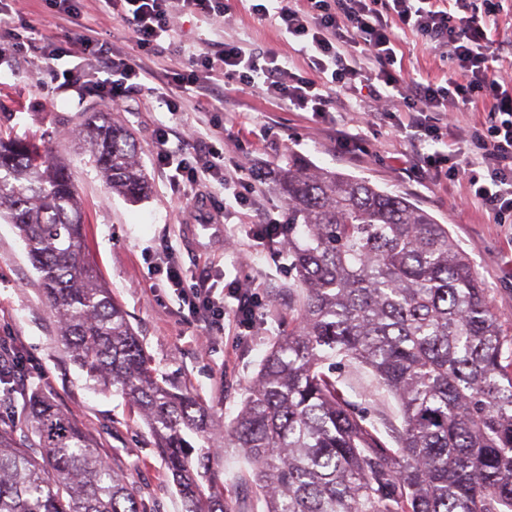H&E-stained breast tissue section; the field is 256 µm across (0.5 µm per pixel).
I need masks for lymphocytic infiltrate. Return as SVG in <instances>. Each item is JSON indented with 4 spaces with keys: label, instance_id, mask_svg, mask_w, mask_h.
I'll return each instance as SVG.
<instances>
[{
    "label": "lymphocytic infiltrate",
    "instance_id": "1",
    "mask_svg": "<svg viewBox=\"0 0 512 512\" xmlns=\"http://www.w3.org/2000/svg\"><path fill=\"white\" fill-rule=\"evenodd\" d=\"M123 22L139 48L157 47L170 32V0H117ZM503 0H268L262 14H274L289 39L306 58L308 75L293 72L276 51L247 53L225 42L221 58L225 79L244 89L262 91L291 109L323 117L332 109L336 89L367 88L371 95L402 102L407 109L399 131L409 137L428 170L442 175L444 165L462 152V142L440 116L450 109L488 106L491 121L484 132L470 136L480 151L483 176L468 179L471 199L492 216L494 223L512 219V85L501 77L502 56L494 39L499 30ZM407 30L434 48L446 49L451 73L444 84L424 82L395 67L399 31ZM81 51L103 57L106 80L96 88L111 98L114 88L132 92L140 87L141 72L129 59L108 52L104 44L82 40ZM156 163L174 184L199 186L203 175L221 173L222 150L209 147L200 166H193L180 149L170 147L169 133L159 129ZM165 278L187 319L206 332L223 329L225 315L247 325L257 295L238 288L218 293L211 267L198 270L193 287H185L180 266L163 262Z\"/></svg>",
    "mask_w": 512,
    "mask_h": 512
}]
</instances>
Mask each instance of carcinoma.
<instances>
[{"label":"carcinoma","mask_w":512,"mask_h":512,"mask_svg":"<svg viewBox=\"0 0 512 512\" xmlns=\"http://www.w3.org/2000/svg\"><path fill=\"white\" fill-rule=\"evenodd\" d=\"M90 163L112 191L145 196L132 135L104 122ZM278 190L300 302L224 426L254 472L261 512H512V337L448 225L406 197L288 159ZM40 274L60 342L103 391L138 409L184 512H232L218 485L204 405L158 377L122 306L85 261L68 167L0 131V219ZM367 369L398 415L343 396L336 365ZM31 436L0 423V512H140L130 478L38 392Z\"/></svg>","instance_id":"cac0c4a2"}]
</instances>
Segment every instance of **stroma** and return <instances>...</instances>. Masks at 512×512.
Listing matches in <instances>:
<instances>
[{
	"instance_id": "obj_1",
	"label": "stroma",
	"mask_w": 512,
	"mask_h": 512,
	"mask_svg": "<svg viewBox=\"0 0 512 512\" xmlns=\"http://www.w3.org/2000/svg\"><path fill=\"white\" fill-rule=\"evenodd\" d=\"M259 0H231V11L210 19L174 0L171 32L155 50L139 49L118 12L104 0H83L76 22L59 18L49 0H11L15 26H34L62 54L58 70H70L68 83L52 81L38 54L0 43V128L38 143L47 157L66 163L78 187L87 235L89 261L122 304L145 348L153 369L174 388L201 401L217 425L238 413L260 363L272 345L288 334L297 317L294 274L287 258L270 254L259 238L243 239L226 248L207 232L191 236L195 214L223 209L225 234L241 224L265 218L284 219L287 205L275 180L254 181L239 205L227 178L273 171L297 155L312 167L336 169L365 177L380 188L407 196L447 225L468 251L483 281L490 305L504 335H512V224L493 223L480 204L469 198L467 177L449 173L437 179L424 170L413 144L396 130L399 113L384 116V103L369 93L337 92L332 112L322 119L290 110L259 92H242L217 79L205 90L172 97L161 95L168 75L202 52L219 55L225 41L245 51L275 50L298 71H305L297 43L287 40L274 20L253 13ZM93 35L111 52L134 61L142 72V89L111 102L89 85L105 79L92 56L79 54L81 36ZM407 73L444 81L449 63L441 51L426 47L410 32L400 35ZM107 112L129 127L137 139L138 158L150 179L145 198L131 202L112 192L76 138L88 113ZM192 126L209 137L227 132L224 174L207 177L200 194L171 186L156 164L157 129L171 131L170 146L199 153L197 141L180 142L179 131ZM355 138L344 147L337 130ZM171 250L185 278L199 267L216 265L225 287L256 290L258 303L249 327L225 317L224 329L206 332L187 323L179 301L155 263ZM0 336L15 338L28 368L20 395L37 391L82 427L99 445L110 466L130 477L142 512H183V505L165 462L137 409L118 393L95 387L60 344L57 327L43 294L38 273L13 225L0 220ZM345 397L359 406L396 414L387 394L370 391L371 375L350 365L339 371ZM213 467L224 482V495L234 512H255V487L234 479L241 467L236 449L217 453Z\"/></svg>"
}]
</instances>
